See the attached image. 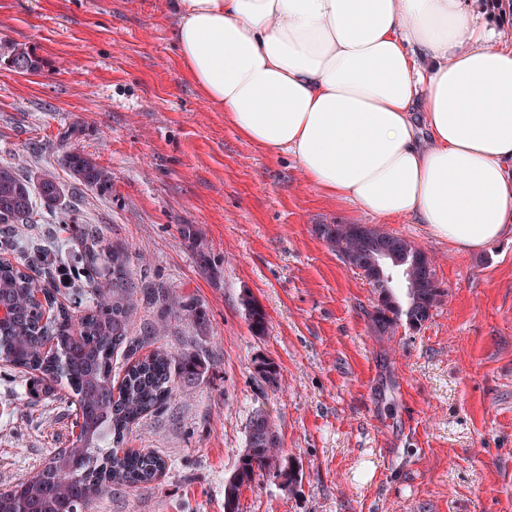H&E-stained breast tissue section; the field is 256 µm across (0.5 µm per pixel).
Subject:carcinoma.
<instances>
[{"label":"carcinoma","instance_id":"cac0c4a2","mask_svg":"<svg viewBox=\"0 0 512 512\" xmlns=\"http://www.w3.org/2000/svg\"><path fill=\"white\" fill-rule=\"evenodd\" d=\"M11 66L19 73L34 72L39 61L20 46L10 50ZM70 176L100 193L112 190V171L92 158L73 152L66 158ZM41 204L61 208L66 184L47 175L39 182ZM32 183L16 166L0 165V240L7 244L17 225L36 222ZM319 237L353 268L368 274L378 297L371 321L382 333L395 330L406 320L419 328L443 294L436 279L433 259L411 241L380 226L357 234L349 224H318ZM71 277L64 287L90 295L81 315L57 304L60 289L46 277L45 252L36 249L18 265L0 263V303L12 308V317L0 322V364L21 373L41 374L52 389L65 385L79 406V434L71 469L52 467L68 449L58 448L34 475L0 491V512H92L95 501L114 487L143 488L166 469L167 462L154 451L120 452L129 427L140 417L161 411L174 391L196 383L205 372L202 359L191 352L156 348L125 370L118 391L112 390V357L119 349L130 355L169 335L170 322L207 321L206 311L169 291L139 288L130 275L129 249L104 242L100 230L82 228ZM384 261L382 269L373 260ZM42 292L52 305L53 316L43 318L44 305L34 301ZM143 295L164 306V319L146 323L139 337L131 336L135 314ZM250 330L263 334L268 316L252 297L243 299ZM53 350L46 351V343ZM276 472L285 484L292 481L270 415L254 412L247 444L232 479L224 484V512H238L241 490L263 472Z\"/></svg>","mask_w":512,"mask_h":512}]
</instances>
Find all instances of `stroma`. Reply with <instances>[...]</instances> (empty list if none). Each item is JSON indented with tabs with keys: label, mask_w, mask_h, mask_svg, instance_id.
I'll list each match as a JSON object with an SVG mask.
<instances>
[{
	"label": "stroma",
	"mask_w": 512,
	"mask_h": 512,
	"mask_svg": "<svg viewBox=\"0 0 512 512\" xmlns=\"http://www.w3.org/2000/svg\"><path fill=\"white\" fill-rule=\"evenodd\" d=\"M175 22L168 0H0V163L34 183L52 172L71 205L20 225L0 258L74 248L64 223L94 224L129 247L137 284H166L209 318L158 338L204 352L207 370L123 441L166 470L112 488L94 512H224L259 408L295 480L260 475L239 512H512V235L461 252L413 220L386 223L433 258L444 294L420 329L376 333L371 284L315 232L376 217L244 140L184 73ZM15 44L37 71L12 68ZM73 151L111 169L110 193L72 182ZM246 295L267 313L264 334L247 326ZM75 413L51 393L27 396L0 366V490L72 442Z\"/></svg>",
	"instance_id": "obj_1"
}]
</instances>
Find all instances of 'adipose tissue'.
I'll return each mask as SVG.
<instances>
[{"label":"adipose tissue","instance_id":"adipose-tissue-1","mask_svg":"<svg viewBox=\"0 0 512 512\" xmlns=\"http://www.w3.org/2000/svg\"><path fill=\"white\" fill-rule=\"evenodd\" d=\"M181 65L248 142L458 250L512 234V46L469 0H173Z\"/></svg>","mask_w":512,"mask_h":512}]
</instances>
